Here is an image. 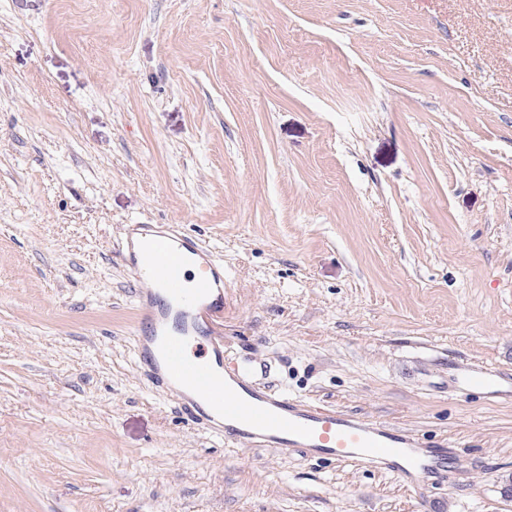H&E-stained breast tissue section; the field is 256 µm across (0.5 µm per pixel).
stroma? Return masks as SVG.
Instances as JSON below:
<instances>
[{
    "mask_svg": "<svg viewBox=\"0 0 512 512\" xmlns=\"http://www.w3.org/2000/svg\"><path fill=\"white\" fill-rule=\"evenodd\" d=\"M127 224L224 262L230 359L458 472L245 448L135 363ZM512 0H0V512H512ZM504 381L508 382L510 378L481 364L470 365L456 379L459 389L466 394L478 392L496 397L508 392L512 396V383L511 390L508 391L505 390Z\"/></svg>",
    "mask_w": 512,
    "mask_h": 512,
    "instance_id": "35a3bbf8",
    "label": "stroma"
}]
</instances>
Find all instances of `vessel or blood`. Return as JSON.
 <instances>
[{
  "mask_svg": "<svg viewBox=\"0 0 512 512\" xmlns=\"http://www.w3.org/2000/svg\"><path fill=\"white\" fill-rule=\"evenodd\" d=\"M121 254L136 284L137 368L194 424L247 448H295L312 459L383 469L414 489L457 467L447 440L271 393L229 361L213 327L224 313V264L181 225H126ZM504 381L481 364L457 379L461 391L493 397L503 395Z\"/></svg>",
  "mask_w": 512,
  "mask_h": 512,
  "instance_id": "1",
  "label": "vessel or blood"
}]
</instances>
